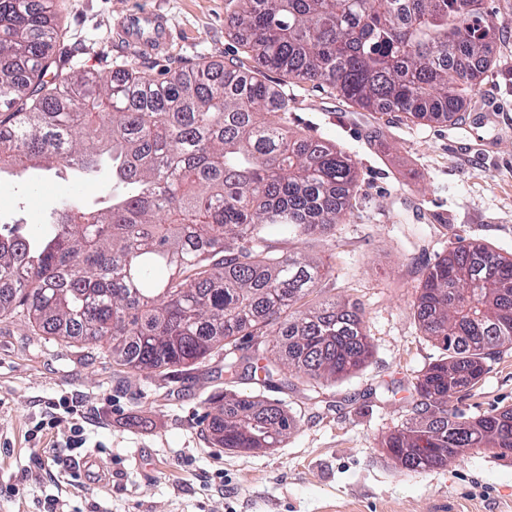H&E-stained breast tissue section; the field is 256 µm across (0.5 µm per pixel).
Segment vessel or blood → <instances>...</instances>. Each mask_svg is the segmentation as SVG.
Returning a JSON list of instances; mask_svg holds the SVG:
<instances>
[{
    "mask_svg": "<svg viewBox=\"0 0 512 512\" xmlns=\"http://www.w3.org/2000/svg\"><path fill=\"white\" fill-rule=\"evenodd\" d=\"M114 30L129 54L138 57L168 51L174 39L168 17L154 8L125 11L116 20Z\"/></svg>",
    "mask_w": 512,
    "mask_h": 512,
    "instance_id": "b4317fda",
    "label": "vessel or blood"
}]
</instances>
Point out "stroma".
Here are the masks:
<instances>
[{
    "mask_svg": "<svg viewBox=\"0 0 512 512\" xmlns=\"http://www.w3.org/2000/svg\"><path fill=\"white\" fill-rule=\"evenodd\" d=\"M228 0H58L60 44L74 64L102 75L148 67L157 78L200 58L221 64L233 47ZM502 28L500 62L487 72L460 125L366 112L330 89L268 72L287 94L292 131L330 140L349 154L358 192L345 223L303 239L273 236L331 269L306 298L355 303L373 344L355 373L317 382L293 372L267 385L249 372L224 379V356L166 370L117 365L107 348L37 335L27 317L0 319V512H512V452L480 448L452 464L410 474L386 438L410 420L414 386L442 358L413 303L427 265L459 240L512 253V0H488ZM165 12L178 36L151 61L119 54L107 30L124 11ZM83 187L89 204L112 196L108 174L77 184L66 170L0 175V221H29ZM459 393L466 417L512 408V348ZM260 395L298 423L281 447L237 452L214 445L211 412L224 394ZM85 412L83 448L68 451L67 427L41 440L51 462L36 468L26 432L60 397ZM95 463L100 482H76L68 455Z\"/></svg>",
    "mask_w": 512,
    "mask_h": 512,
    "instance_id": "1",
    "label": "stroma"
}]
</instances>
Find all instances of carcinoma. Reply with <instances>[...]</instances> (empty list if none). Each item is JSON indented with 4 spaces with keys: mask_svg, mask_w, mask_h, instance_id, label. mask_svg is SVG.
I'll list each match as a JSON object with an SVG mask.
<instances>
[{
    "mask_svg": "<svg viewBox=\"0 0 512 512\" xmlns=\"http://www.w3.org/2000/svg\"><path fill=\"white\" fill-rule=\"evenodd\" d=\"M55 7L0 0V173L107 171L112 201L94 208L67 194L36 229L0 225V316L20 308L35 331L105 341L134 371L219 351L230 382L241 363L261 385L282 365L312 379L362 367L372 345L359 308H301L330 269L268 239L343 223L355 163L290 131L288 97L261 69L325 84L366 112L455 125L500 56L485 0H229V65L201 60L161 81L145 69H76L56 50ZM415 308L447 356L418 379L414 421L385 441L392 459L422 473L464 448L512 450V408L469 420L452 405L512 348V257L450 247L424 269ZM263 336L284 348L241 347ZM214 410V444L228 450L278 448L297 428L256 396Z\"/></svg>",
    "mask_w": 512,
    "mask_h": 512,
    "instance_id": "cac0c4a2",
    "label": "carcinoma"
}]
</instances>
